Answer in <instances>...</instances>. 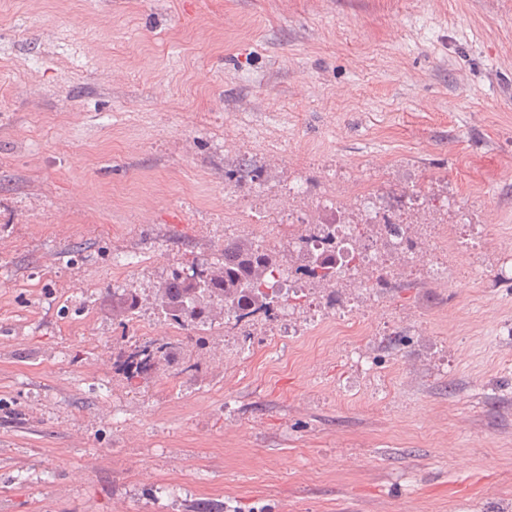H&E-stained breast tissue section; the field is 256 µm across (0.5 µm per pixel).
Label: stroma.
I'll return each mask as SVG.
<instances>
[{"label":"stroma","instance_id":"obj_1","mask_svg":"<svg viewBox=\"0 0 512 512\" xmlns=\"http://www.w3.org/2000/svg\"><path fill=\"white\" fill-rule=\"evenodd\" d=\"M363 187L447 199L411 236L471 255L396 258L381 316L354 279L158 315L227 241L297 265L289 208L351 221ZM165 330L194 371L128 382ZM214 503L512 512V0H0V512ZM139 304V298L135 293L124 292L121 294L113 293L112 295V313H115L116 317H120L121 323L123 320L133 319Z\"/></svg>","mask_w":512,"mask_h":512}]
</instances>
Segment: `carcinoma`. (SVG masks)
Listing matches in <instances>:
<instances>
[{"mask_svg":"<svg viewBox=\"0 0 512 512\" xmlns=\"http://www.w3.org/2000/svg\"><path fill=\"white\" fill-rule=\"evenodd\" d=\"M305 263L299 265L310 279L333 286L343 278L336 248L311 250L294 248ZM288 267L283 258L267 247L252 241L232 240L224 243V261L194 263L190 272H172L170 278L155 289V306L164 320L180 327L204 325L214 309L227 317L241 319L256 311H269L281 305L283 295L275 284ZM140 304L137 294H112V312L120 320H131ZM176 345L171 341H153L120 356L118 366L132 382L148 375L160 360L172 357Z\"/></svg>","mask_w":512,"mask_h":512,"instance_id":"carcinoma-1","label":"carcinoma"}]
</instances>
